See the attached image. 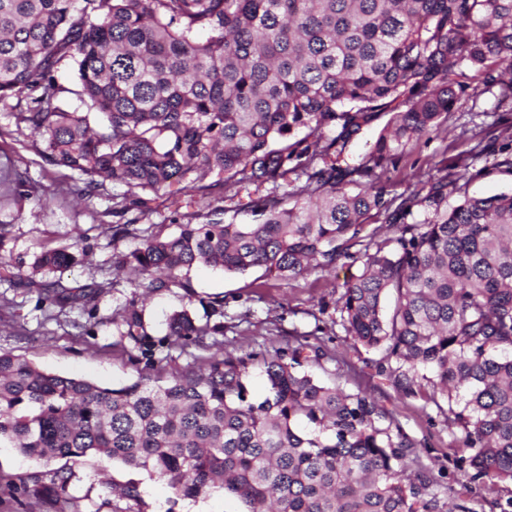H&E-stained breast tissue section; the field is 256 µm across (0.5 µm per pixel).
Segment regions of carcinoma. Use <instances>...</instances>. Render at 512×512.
<instances>
[{
  "mask_svg": "<svg viewBox=\"0 0 512 512\" xmlns=\"http://www.w3.org/2000/svg\"><path fill=\"white\" fill-rule=\"evenodd\" d=\"M63 65L77 71L72 88L58 80ZM481 85L512 96V0H0V103L41 139L45 160L89 191L102 177L175 198L179 232L161 239L137 227L147 199L112 196V215L138 212L100 224L139 240L127 256L136 287L187 289L183 275L200 263L288 280L360 262L337 300L346 333L380 353L397 391L428 385L447 406L469 481L512 482V194L470 197L455 172L497 138L462 128L469 149L423 195L381 184L407 141ZM68 94L81 110L64 108ZM383 114L374 150L347 163L348 143ZM195 192L223 205L181 211ZM452 193L461 200L450 207ZM31 196L1 163L0 197ZM370 219L394 235L364 233ZM73 261L44 250L32 272ZM110 287L45 288L39 301L78 297L93 319ZM118 328L152 356L136 304ZM222 334L185 311L169 321L176 343ZM254 359L226 352L203 373L107 388L0 351V445L105 454L183 497L221 488L245 512H471L441 501L426 475H405L414 444L392 413L302 372L331 359L322 347L262 356L258 400L247 387ZM71 480L60 467L5 489L73 512Z\"/></svg>",
  "mask_w": 512,
  "mask_h": 512,
  "instance_id": "cac0c4a2",
  "label": "carcinoma"
}]
</instances>
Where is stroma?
<instances>
[{"instance_id": "stroma-1", "label": "stroma", "mask_w": 512, "mask_h": 512, "mask_svg": "<svg viewBox=\"0 0 512 512\" xmlns=\"http://www.w3.org/2000/svg\"><path fill=\"white\" fill-rule=\"evenodd\" d=\"M508 113L494 93L477 90L474 100H459L451 118L430 133L410 140L396 165L383 178L387 190L396 194L423 193L428 180L443 161H451L465 149L461 125L471 109ZM41 140L28 129L17 128L8 110L0 107V162H14L37 187V197L0 209V224L8 234L0 241V259L19 267L30 278L37 254L49 249L74 250V265L41 275L44 283L73 288L91 280H110L98 301L96 323L90 332L77 335L71 321H85L80 302H72L58 320H50L48 305L39 304L36 290L23 283L0 281V351L19 355L38 369L67 377L82 378L103 387L118 388L143 376L168 379L186 370L200 371L225 351L263 355L305 338L321 345L332 356L323 366L308 372L322 382L363 390L377 404L394 413L403 432L416 443L411 471H424L438 494L462 493L472 512H491L495 500L512 491V483L487 479L470 483L464 477L468 466L461 462L460 433L437 409L428 394L408 396L377 374L378 355L355 344L338 323L337 285L360 271L359 264L344 262L329 273L311 270L291 280H277L263 270L231 274L205 265L188 274L189 288L174 286L149 295L132 288L135 278L122 257L133 249L129 238L100 233L99 223H112L113 195L124 194L121 186L106 185L100 191L76 194L77 174L54 166L41 157ZM224 301V336L215 345L167 343L171 316L188 311L196 324L208 322L205 308L214 298ZM142 312L144 327L154 341L152 358H142L133 341L120 339L117 325L129 303ZM67 467L73 473V493L79 512H244V504L219 489L193 498L176 496L167 483L145 471L133 469L104 455L40 459L18 449L0 447V482L22 483L33 472ZM135 485L136 498L121 496L126 485Z\"/></svg>"}]
</instances>
